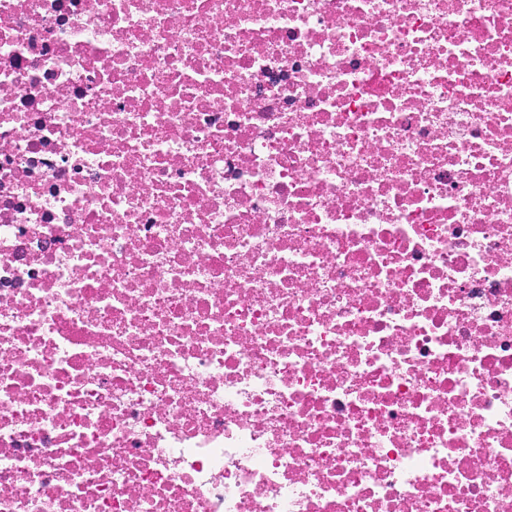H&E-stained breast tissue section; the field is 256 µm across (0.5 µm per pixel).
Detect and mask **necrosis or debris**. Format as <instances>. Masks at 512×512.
Returning <instances> with one entry per match:
<instances>
[{"instance_id": "4bbe7bcc", "label": "necrosis or debris", "mask_w": 512, "mask_h": 512, "mask_svg": "<svg viewBox=\"0 0 512 512\" xmlns=\"http://www.w3.org/2000/svg\"><path fill=\"white\" fill-rule=\"evenodd\" d=\"M0 512H512V0H0Z\"/></svg>"}]
</instances>
